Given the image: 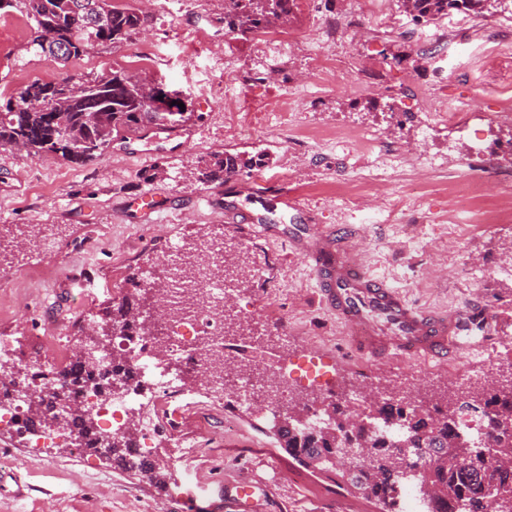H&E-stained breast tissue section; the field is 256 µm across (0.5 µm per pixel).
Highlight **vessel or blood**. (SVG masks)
I'll use <instances>...</instances> for the list:
<instances>
[{"label":"vessel or blood","mask_w":512,"mask_h":512,"mask_svg":"<svg viewBox=\"0 0 512 512\" xmlns=\"http://www.w3.org/2000/svg\"><path fill=\"white\" fill-rule=\"evenodd\" d=\"M289 241L317 279L321 306L353 332L354 349L369 361L418 358L442 363L463 350V333L486 329L496 319L485 307L447 312L413 305L399 289L371 276L362 263L347 259L345 243L334 232L313 229ZM254 494L253 486L225 483L222 512H256Z\"/></svg>","instance_id":"vessel-or-blood-1"}]
</instances>
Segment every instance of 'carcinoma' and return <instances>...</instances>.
Masks as SVG:
<instances>
[{"label":"carcinoma","mask_w":512,"mask_h":512,"mask_svg":"<svg viewBox=\"0 0 512 512\" xmlns=\"http://www.w3.org/2000/svg\"><path fill=\"white\" fill-rule=\"evenodd\" d=\"M499 0H400L401 7L416 25L430 24L452 11L479 19L495 14L512 16ZM33 22L36 36L29 48L55 63H67L88 50L129 38L147 22V17L111 0H22ZM296 0H224V32L259 36L291 21ZM167 88L145 82L122 69L103 77H69L56 83L34 81L15 101L0 106V149L16 144L32 158L60 155L80 164L101 157L122 132L152 127L173 131L184 127L194 113L179 108L153 112L143 105L144 91ZM261 160L240 154L215 152L197 172L202 184L225 183L243 169L258 167ZM149 289H140L124 316L134 323L147 310ZM31 426L42 432L67 427L78 445L97 450L103 442L115 463L136 470L161 483L163 474L151 458L137 464L126 461L132 443L128 429L93 436L94 422L75 408L63 415L43 407L30 408ZM326 424L291 419L296 430L282 426L286 447L301 448L319 466L336 472L354 488L366 491L389 512L404 486L418 488L430 483L455 512H512V435L499 438L497 447L486 448L479 439L482 425L512 424V386L464 393L454 399L424 397L411 404L400 400L372 402L369 412L356 424L344 425L340 405L323 406ZM343 448H370L372 452L355 472L342 468Z\"/></svg>","instance_id":"carcinoma-1"}]
</instances>
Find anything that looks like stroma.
Wrapping results in <instances>:
<instances>
[{"label":"stroma","mask_w":512,"mask_h":512,"mask_svg":"<svg viewBox=\"0 0 512 512\" xmlns=\"http://www.w3.org/2000/svg\"><path fill=\"white\" fill-rule=\"evenodd\" d=\"M114 2L146 13V27L118 49L98 46L63 66L29 52L35 30L23 7L0 11V102L17 97L28 75L94 78L148 50L155 63L140 76L180 92L198 116L195 135L182 147L121 137L83 164L0 150V225L51 224L56 238L53 251L17 253V274L0 287V336L32 355L38 337L55 329L77 342L171 243L217 224L225 240L246 242L265 263L263 277L242 283L231 306H272L263 334L269 350L287 347L289 368L321 351L341 390L356 382L373 390L385 379L396 385L413 369L422 375L405 391L413 399L456 392L461 371H483L475 349L443 364L374 365L355 357L346 327L320 307L316 280L288 238L308 224L336 231L372 275L411 303L461 310L478 299L504 320L502 335L512 336V279L500 274L512 264V218L503 199L512 123L498 116L512 106V19L448 16L463 42L448 55L431 37L435 24H414L399 0H297L294 21L280 30L282 44L225 33L224 0ZM336 24L343 35L330 53L340 70L327 83L319 78V40ZM275 85L287 89L292 108L272 107ZM433 93L442 110L454 111V123L429 119ZM359 130L379 131L384 140L364 152L332 139ZM218 151L265 157L261 171L238 176L252 193L236 199L245 210L276 206L282 187L300 210L276 206L272 236L240 231L225 214L223 184L185 178ZM382 159L391 178L367 182ZM432 163L458 172L460 189L479 187L472 209L449 212L447 177L425 173ZM199 428L207 433L200 457L158 438L152 455L165 467L160 487L99 456L93 470H83L67 446L42 449L49 463L40 465L27 435L1 431L0 455L9 461L0 465V512H196L218 500L225 481L255 477L270 487L264 512H380L363 493L307 477L300 466L249 469L248 461L278 442L233 394L184 418L186 435ZM189 469L194 479L186 478Z\"/></svg>","instance_id":"35a3bbf8"}]
</instances>
